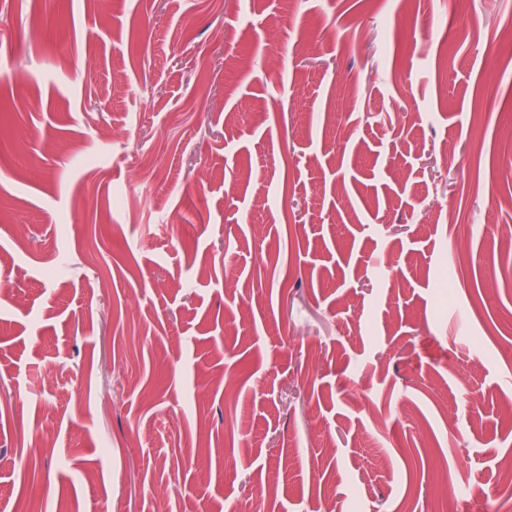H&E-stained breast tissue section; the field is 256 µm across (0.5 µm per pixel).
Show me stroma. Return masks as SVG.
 I'll return each mask as SVG.
<instances>
[{
    "label": "stroma",
    "mask_w": 512,
    "mask_h": 512,
    "mask_svg": "<svg viewBox=\"0 0 512 512\" xmlns=\"http://www.w3.org/2000/svg\"><path fill=\"white\" fill-rule=\"evenodd\" d=\"M508 17L0 0V512H486Z\"/></svg>",
    "instance_id": "1"
}]
</instances>
